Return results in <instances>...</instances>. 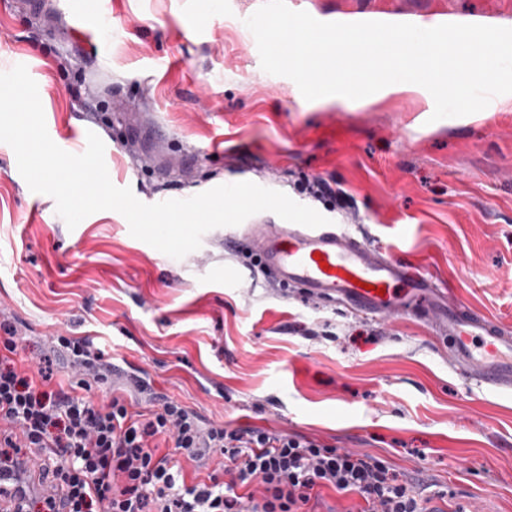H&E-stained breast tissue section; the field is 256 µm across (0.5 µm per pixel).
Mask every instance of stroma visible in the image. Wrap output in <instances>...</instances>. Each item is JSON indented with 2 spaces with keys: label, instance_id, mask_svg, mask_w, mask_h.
<instances>
[{
  "label": "stroma",
  "instance_id": "stroma-1",
  "mask_svg": "<svg viewBox=\"0 0 512 512\" xmlns=\"http://www.w3.org/2000/svg\"><path fill=\"white\" fill-rule=\"evenodd\" d=\"M323 22L375 17L437 26L468 20L512 28V0H286ZM263 0H94L108 33L71 34L77 0L42 15L0 0V71L25 55L46 128L65 151L85 132L106 139L112 183L141 202L186 199L264 181L291 193L288 171L336 176L382 247L451 286L471 309L512 327V112L432 121L429 92L367 103L308 101L262 70L241 21ZM100 91L99 119L82 106ZM157 124L189 170L137 167L109 132L134 117ZM224 228L171 258L105 210L68 229L55 200L32 192L0 143V322L15 358L64 378L56 336L86 337L104 360L150 381L207 422L301 433L386 461L435 485L434 512H512V395L466 379L424 319L368 317L377 340L339 304L286 297L224 246ZM329 326L311 341L291 325ZM264 402L265 412L254 410Z\"/></svg>",
  "mask_w": 512,
  "mask_h": 512
}]
</instances>
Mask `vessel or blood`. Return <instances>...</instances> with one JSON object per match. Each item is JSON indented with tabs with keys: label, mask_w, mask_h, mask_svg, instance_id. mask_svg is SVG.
I'll list each match as a JSON object with an SVG mask.
<instances>
[{
	"label": "vessel or blood",
	"mask_w": 512,
	"mask_h": 512,
	"mask_svg": "<svg viewBox=\"0 0 512 512\" xmlns=\"http://www.w3.org/2000/svg\"><path fill=\"white\" fill-rule=\"evenodd\" d=\"M261 269L301 297L336 302L359 314H416L435 327L455 368L480 386L512 393V329L465 306L415 270L336 224L243 223L239 237Z\"/></svg>",
	"instance_id": "obj_1"
}]
</instances>
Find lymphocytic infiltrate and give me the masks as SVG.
<instances>
[{"label":"lymphocytic infiltrate","instance_id":"obj_1","mask_svg":"<svg viewBox=\"0 0 512 512\" xmlns=\"http://www.w3.org/2000/svg\"><path fill=\"white\" fill-rule=\"evenodd\" d=\"M293 186L327 210L356 212L336 177L300 173ZM17 339L16 328L0 326V473L16 468L19 449L33 448L46 453L52 481L42 497H21L14 512H307L325 490L359 496L363 512H430L420 489L384 460L312 436L206 425L171 399L142 411L117 395L92 402L88 390L108 377L84 337H59L81 378L52 387L50 375L18 367ZM166 440L173 448L161 449ZM216 455L223 475L187 480L181 459Z\"/></svg>","mask_w":512,"mask_h":512}]
</instances>
